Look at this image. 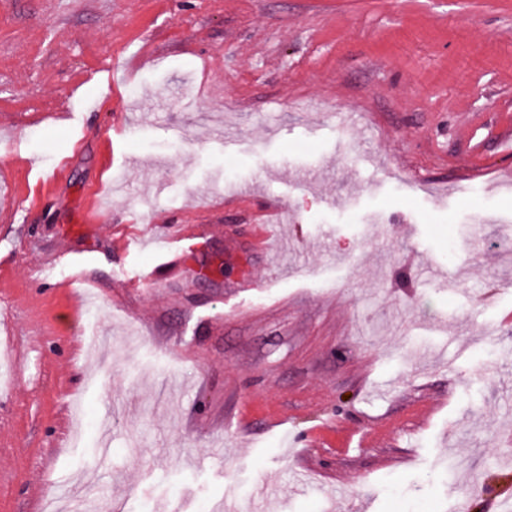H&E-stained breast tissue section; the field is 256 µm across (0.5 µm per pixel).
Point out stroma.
<instances>
[{"label": "stroma", "instance_id": "obj_1", "mask_svg": "<svg viewBox=\"0 0 512 512\" xmlns=\"http://www.w3.org/2000/svg\"><path fill=\"white\" fill-rule=\"evenodd\" d=\"M508 124L512 0H0V512H499Z\"/></svg>", "mask_w": 512, "mask_h": 512}]
</instances>
